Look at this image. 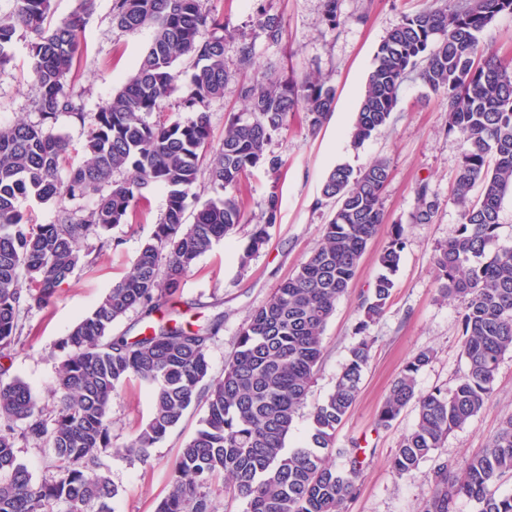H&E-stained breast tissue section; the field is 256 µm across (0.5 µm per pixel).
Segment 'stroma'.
<instances>
[{
	"label": "stroma",
	"mask_w": 512,
	"mask_h": 512,
	"mask_svg": "<svg viewBox=\"0 0 512 512\" xmlns=\"http://www.w3.org/2000/svg\"><path fill=\"white\" fill-rule=\"evenodd\" d=\"M443 0H339L344 23L331 30L324 24L323 0H214L228 17L224 33V59L235 75L223 99L210 107L213 144H220L230 114L243 112L239 83L251 79L255 69L291 67L297 76L318 77L336 91V109L317 132H309L303 114L289 121L287 131L273 136L269 148L288 161L278 176L256 171L243 180L241 196L251 223L236 235L216 243L185 277L172 300L197 324L223 314L224 324L209 351L210 374L223 376L233 354L239 330L254 310L262 306L279 284L294 273L318 246L332 209L321 199L327 173L344 165L363 169L372 160L386 159L390 175L383 196L387 224L404 229L405 247L393 276L395 287L384 312L368 333L373 343L356 403L335 436L337 447L360 443L365 450L357 491L347 512H423L433 490L436 463L451 464L462 475L468 461L479 454L503 420L512 416V352L501 359L493 392L486 408L463 428L449 434L441 448L420 463L411 476L395 475L389 461L416 424L414 407H407L388 428L375 421L393 381L416 353L429 350L433 359L417 376L416 387L426 393L452 387L465 369L461 303L441 297L432 267L435 247L447 241L460 222L454 202L459 163L468 144L459 135H447L448 112L440 94L409 75L400 88L398 106L386 126L361 146H353L350 132L369 72L380 43L403 15L441 5ZM280 17L281 42H270L251 23L257 6ZM151 37L150 30L127 32L112 22V0H96L85 30L87 51L73 74L84 93L85 109L97 111L101 102L135 71ZM30 37L18 31L14 59L0 71V123L33 121L34 95L29 58ZM251 44L253 63L242 66L240 50ZM428 180L440 200L432 223L415 224V187ZM278 189L281 206L277 222L269 229L265 245L247 266L238 254L253 225L261 223L265 199ZM166 209V195L153 191L148 203L128 223L101 236L89 237L84 248L88 263L75 268L60 287V296L45 308L22 307V334L10 357L0 360L8 377L24 380L40 404L52 405L51 390L62 360L56 347L78 320L127 274ZM387 242L379 232L363 254L353 287L342 297L323 334L324 354L305 403L298 410L287 447L296 446L311 426L313 407L334 389L336 379L358 337L355 328L363 317L360 303L380 271L379 256ZM150 392L130 381L113 399L109 411L111 446L100 458L101 470L117 490L115 512H154L169 490L172 467L179 451L195 434L205 414L204 406L190 408L180 424L149 451L148 460L128 452L135 431L150 416Z\"/></svg>",
	"instance_id": "35a3bbf8"
}]
</instances>
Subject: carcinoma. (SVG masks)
<instances>
[{
	"label": "carcinoma",
	"instance_id": "cac0c4a2",
	"mask_svg": "<svg viewBox=\"0 0 512 512\" xmlns=\"http://www.w3.org/2000/svg\"><path fill=\"white\" fill-rule=\"evenodd\" d=\"M12 2L10 14L0 16V70L13 59L17 32L29 33L39 119L0 124V357L19 337L20 309L54 301L87 256L86 239L128 223L154 189L166 193L167 204L133 271L59 340L63 360L54 417L44 416L22 379L0 380V512H56L59 504L65 512H114L117 491L100 471L99 458L111 444L112 399L132 378L146 384L153 399L150 419L130 443L144 459L187 409L206 406L201 427L180 449L156 512H215L210 489L219 482L224 494L246 501L245 512H346L363 451L356 444L335 447V432L359 395L372 344L369 323L384 311L394 287L390 274L405 244L401 226L388 230L379 257L382 272L361 302L359 339L334 390L314 407L306 441L291 452L285 447L323 357L324 327L352 286L369 241L385 226L388 161L376 159L358 172L341 165L329 172L322 196L334 207L319 246L255 310L239 332L224 376L213 378L209 349L220 318L196 326L166 302L214 243L250 223L239 196L242 178L260 169L279 175L287 168L286 160L268 151L272 136L287 130L289 116L299 110L309 130L317 131L335 110V90L317 77L299 80L284 70L242 84L247 111L230 115L224 139L212 151L213 196L202 202L192 188L211 147L209 109L224 98L230 81L224 14L205 0H112V22L125 31L147 27L152 40L136 72L92 115L83 157L73 162L68 139L54 125L62 114L86 119L71 75L87 50L82 33L94 0H78L55 23L53 0ZM503 13L512 14V0H448L403 16L379 45L351 133L357 147L386 125L402 82L416 71L424 85L443 95L447 133L469 143L455 186L460 223L432 258L441 295L463 302L466 369L451 388L420 393L416 376L432 361V352L422 350L394 381L377 427H389L410 405L417 410L414 430L390 459L400 477L412 475L451 432L484 410L499 361L512 351V246L500 244L498 235L501 203L512 192V73L481 40ZM323 20L332 30L341 25L339 0H324ZM255 22L270 42L282 39L277 15L261 7ZM183 60L193 69L184 85L178 70ZM178 90L180 104L195 119L150 120ZM124 171L133 172L132 178H115ZM415 195L412 223H431L439 200L429 182L419 181ZM21 197L58 202L54 221L29 223L18 207ZM65 199H94L96 205L82 215L62 204ZM279 206L273 189L264 222L254 225L242 248L241 265L265 244ZM136 309L148 319L145 333L112 336V325ZM19 423L26 437L49 444L56 461L52 479L36 484L18 462ZM336 454L346 457L347 469L328 463ZM448 471L445 461L435 465L424 512H452L459 498L475 502L478 512H512V494L492 491L512 474V417L463 476Z\"/></svg>",
	"mask_w": 512,
	"mask_h": 512
}]
</instances>
